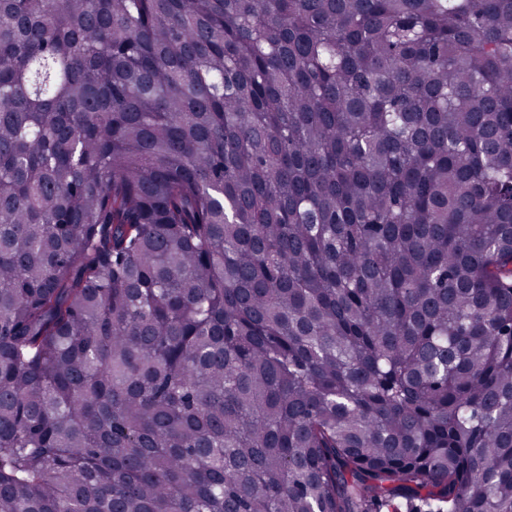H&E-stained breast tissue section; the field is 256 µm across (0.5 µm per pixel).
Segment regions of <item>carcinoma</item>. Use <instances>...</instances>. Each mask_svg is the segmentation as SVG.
Returning <instances> with one entry per match:
<instances>
[{"instance_id": "obj_1", "label": "carcinoma", "mask_w": 512, "mask_h": 512, "mask_svg": "<svg viewBox=\"0 0 512 512\" xmlns=\"http://www.w3.org/2000/svg\"><path fill=\"white\" fill-rule=\"evenodd\" d=\"M0 512H512V0H0Z\"/></svg>"}]
</instances>
